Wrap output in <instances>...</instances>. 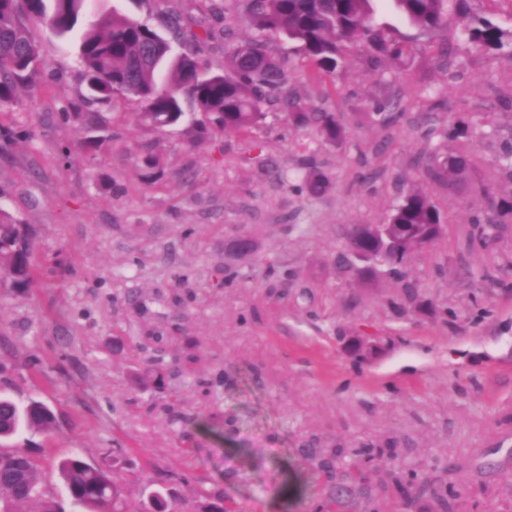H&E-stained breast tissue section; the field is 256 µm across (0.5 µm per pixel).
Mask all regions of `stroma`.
<instances>
[{
    "mask_svg": "<svg viewBox=\"0 0 512 512\" xmlns=\"http://www.w3.org/2000/svg\"><path fill=\"white\" fill-rule=\"evenodd\" d=\"M202 6L91 0L90 10L155 27L161 9L206 20L215 37L198 56L218 68L224 20ZM371 6L376 28L413 46L408 64L373 70L351 45L315 82L295 43H271L290 90L335 113L345 132L343 143L317 145L329 183L319 196L300 187L308 136L275 105L250 137H201L186 122L157 132L142 124L136 98L118 94L112 138L87 156L83 129L64 117L83 90L74 43L34 27L39 84L0 109L9 134L0 207L26 224L38 280L25 291L0 280V395L39 399L55 414L48 431L16 440L40 458L47 497L60 493L58 461L77 452L94 463L131 459L113 472L126 512L143 509L139 471L184 507L209 495L233 512H324L303 445L391 441L406 468L452 476L458 512H512V213L489 250H464L479 191L512 196V175L497 163L512 141V110L501 103L512 59L459 37L470 20L512 30V0H470L467 17L449 14L448 60L394 0ZM426 88L441 90L443 107L431 109ZM381 96L407 105L389 131L364 118ZM429 110L439 124L472 115L484 125V136L450 145L471 159L452 192L413 163L436 145L415 121ZM144 147L163 161L152 185L141 179ZM364 154L380 172L369 184ZM412 189L427 191L447 224L406 264L425 310L385 266L366 282L336 261L347 225L383 223ZM242 232L255 255H225ZM353 336L371 351L356 357ZM148 367L173 398L154 391Z\"/></svg>",
    "mask_w": 512,
    "mask_h": 512,
    "instance_id": "35a3bbf8",
    "label": "stroma"
}]
</instances>
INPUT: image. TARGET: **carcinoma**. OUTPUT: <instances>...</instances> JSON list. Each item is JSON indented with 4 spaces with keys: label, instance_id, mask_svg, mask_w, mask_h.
Returning a JSON list of instances; mask_svg holds the SVG:
<instances>
[{
    "label": "carcinoma",
    "instance_id": "cac0c4a2",
    "mask_svg": "<svg viewBox=\"0 0 512 512\" xmlns=\"http://www.w3.org/2000/svg\"><path fill=\"white\" fill-rule=\"evenodd\" d=\"M88 0H0V107L13 102L17 88L36 86L35 65L40 44L31 32L33 23L44 24L59 37L76 31L79 19H85L79 37L82 106L90 107L112 101L116 94L136 97L143 105L140 119L162 131L180 123L186 115H202L208 124L226 135L249 136L265 119L263 106L278 102L285 118L297 127L318 133L328 143H338L344 131L333 112L306 111L288 91L287 76L281 60L270 49V40L285 37L298 44L299 51L314 65L313 76L333 72L343 58V49L352 44L368 50L367 64L376 69L382 59L404 63L412 47L389 39L371 21L370 0H220L212 11L221 15L244 9L245 15L262 37L236 40L224 29V65L208 72L201 68L195 50L189 48L171 57V46L155 28L117 11L87 18ZM400 13L421 30L439 35L448 27V12L464 16L469 0H395ZM164 27L175 39L199 43L212 38L209 27L203 34L186 32L182 18L162 16ZM461 37L484 50L505 53L512 58V30H504L482 19L469 23ZM167 71L161 78V71ZM402 100L377 99L369 119L387 128L402 115ZM72 116L87 132L84 146L94 156L110 131V121L101 112H74ZM477 124L466 119L442 126H432L427 134L443 141L473 137ZM146 172L142 179L152 183L163 175L160 159L143 158ZM416 163L435 183L454 190L469 168L463 153L429 152ZM309 171L304 188L313 195L327 190V183L316 171L317 152L309 150L302 159ZM512 211V200L496 198L482 191L471 218L469 248L486 249L496 238L498 214ZM386 249L377 255L388 266V273L403 289L406 299L415 302L419 292L409 280L404 265L411 254L433 245L444 233L445 224L430 194L409 191L395 206L387 221L378 225ZM372 226L350 224L344 230V249L353 241L372 239ZM0 274L17 288L29 287L35 278L31 246L24 224L0 208ZM52 409L31 399L22 406L0 396V440H8L23 430L41 431L54 422ZM365 454L379 464L372 475L345 462L342 448L329 450L312 442L302 449L308 470L324 478L326 512H356L364 505L369 512H380L385 500L399 494L406 504L432 505L436 512H457L458 496L454 485L426 473L406 471L394 455L384 456V449H370ZM62 493L78 500L86 512H124V490L112 480L110 472L87 462L78 454L58 461ZM39 462L25 450L0 451V501L5 512H22L19 506L43 500L42 512H63L59 502L44 499L37 478ZM170 493L153 490L144 501L143 512H173Z\"/></svg>",
    "mask_w": 512,
    "mask_h": 512
}]
</instances>
